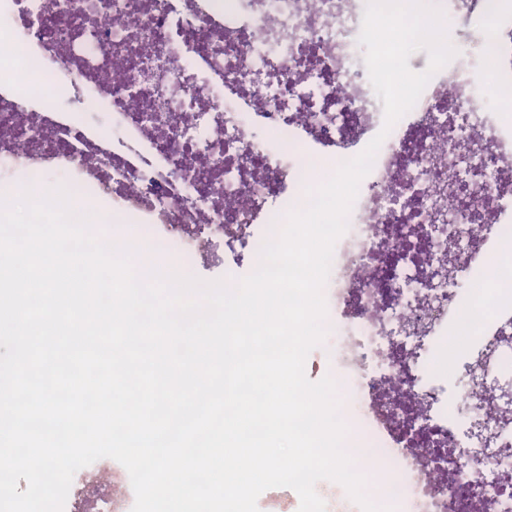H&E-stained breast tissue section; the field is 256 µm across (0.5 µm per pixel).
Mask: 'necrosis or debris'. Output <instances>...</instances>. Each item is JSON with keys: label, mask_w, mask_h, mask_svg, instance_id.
Returning <instances> with one entry per match:
<instances>
[{"label": "necrosis or debris", "mask_w": 512, "mask_h": 512, "mask_svg": "<svg viewBox=\"0 0 512 512\" xmlns=\"http://www.w3.org/2000/svg\"><path fill=\"white\" fill-rule=\"evenodd\" d=\"M456 56L362 179L324 286L355 468L398 512H512V0H428ZM367 0H0V180L90 181L140 233L234 284L287 212L384 125ZM41 81L70 89L50 105ZM486 312L470 329L476 290ZM74 484L132 512L125 470ZM54 177L48 173L37 170H21L16 172L12 177L4 181H0V195L3 193H10L17 189L23 188L26 184L33 181H50Z\"/></svg>", "instance_id": "necrosis-or-debris-1"}]
</instances>
